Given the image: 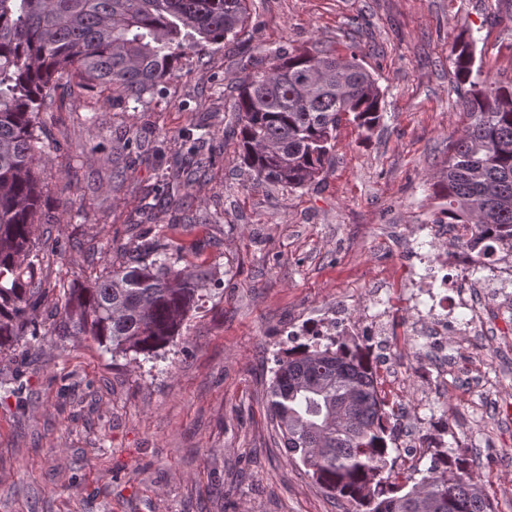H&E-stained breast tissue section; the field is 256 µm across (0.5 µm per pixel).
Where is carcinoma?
Returning <instances> with one entry per match:
<instances>
[{
  "instance_id": "carcinoma-1",
  "label": "carcinoma",
  "mask_w": 512,
  "mask_h": 512,
  "mask_svg": "<svg viewBox=\"0 0 512 512\" xmlns=\"http://www.w3.org/2000/svg\"><path fill=\"white\" fill-rule=\"evenodd\" d=\"M247 0H0V353L36 335L34 311L49 291L35 225L47 184L41 114L62 81L77 74L126 101L167 90L189 50L246 33ZM466 126L450 142L433 191L450 224H466L461 246L475 265L512 257V82L490 81L473 42L450 49ZM236 100L239 157L255 185L302 188L324 168L344 116L369 131L382 117L377 79L354 53H276L251 63ZM210 132L181 133L190 157L152 188L175 199L180 183L204 178ZM207 274L177 268L168 246L140 237L124 265L72 288L52 324L58 336H89L114 354L155 355L180 335L203 298ZM269 410L284 447L346 512H495L470 464L440 452L408 491L385 473L398 449L370 365L338 336L301 344L278 361Z\"/></svg>"
}]
</instances>
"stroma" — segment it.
<instances>
[{
	"instance_id": "35a3bbf8",
	"label": "stroma",
	"mask_w": 512,
	"mask_h": 512,
	"mask_svg": "<svg viewBox=\"0 0 512 512\" xmlns=\"http://www.w3.org/2000/svg\"><path fill=\"white\" fill-rule=\"evenodd\" d=\"M249 3L247 35L187 52L166 92L135 106L73 80L43 115L50 191L38 248L56 296L123 265L138 231L135 196L171 163L179 132L201 121L214 167L147 226L177 248L180 266L212 279L158 360L47 335L53 302H42L39 335L0 355V512H343L289 457L269 415L277 361L339 310L343 335L367 344L374 281L404 274L402 244L441 216L431 185L463 128L450 46L470 36L484 76L512 81V0ZM322 49L356 53L377 77L380 124L342 122L306 187H251L231 135L249 59ZM188 210L217 220L185 223ZM495 336L492 326L449 336L448 396L425 406L423 349L404 342L390 356L407 441L467 459L497 512H512V417L500 409L512 398V353Z\"/></svg>"
}]
</instances>
